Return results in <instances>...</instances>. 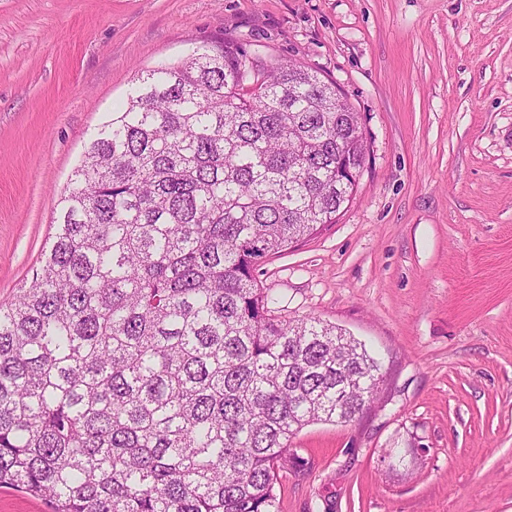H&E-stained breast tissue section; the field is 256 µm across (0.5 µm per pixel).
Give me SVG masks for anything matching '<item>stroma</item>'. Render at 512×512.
Listing matches in <instances>:
<instances>
[{
    "label": "stroma",
    "instance_id": "35a3bbf8",
    "mask_svg": "<svg viewBox=\"0 0 512 512\" xmlns=\"http://www.w3.org/2000/svg\"><path fill=\"white\" fill-rule=\"evenodd\" d=\"M220 37L334 82L369 147L335 223L257 269L273 316L386 376L359 420L291 438L279 512H512V0H0V302L141 73Z\"/></svg>",
    "mask_w": 512,
    "mask_h": 512
}]
</instances>
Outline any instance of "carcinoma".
<instances>
[{"instance_id": "cac0c4a2", "label": "carcinoma", "mask_w": 512, "mask_h": 512, "mask_svg": "<svg viewBox=\"0 0 512 512\" xmlns=\"http://www.w3.org/2000/svg\"><path fill=\"white\" fill-rule=\"evenodd\" d=\"M139 81L0 303V489L52 512H277L290 438L358 420L383 382L342 329L270 317L255 276L352 200L359 115L233 38Z\"/></svg>"}]
</instances>
